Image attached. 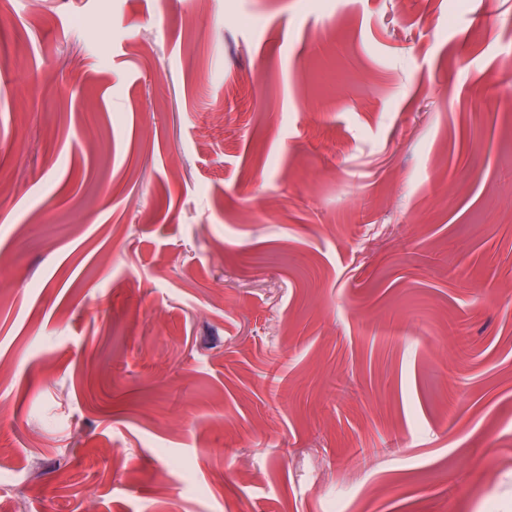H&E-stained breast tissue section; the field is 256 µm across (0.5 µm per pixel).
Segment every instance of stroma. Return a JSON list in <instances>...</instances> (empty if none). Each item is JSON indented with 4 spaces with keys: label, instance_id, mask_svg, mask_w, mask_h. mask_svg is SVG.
Instances as JSON below:
<instances>
[{
    "label": "stroma",
    "instance_id": "obj_1",
    "mask_svg": "<svg viewBox=\"0 0 512 512\" xmlns=\"http://www.w3.org/2000/svg\"><path fill=\"white\" fill-rule=\"evenodd\" d=\"M512 0H0V512H512Z\"/></svg>",
    "mask_w": 512,
    "mask_h": 512
}]
</instances>
